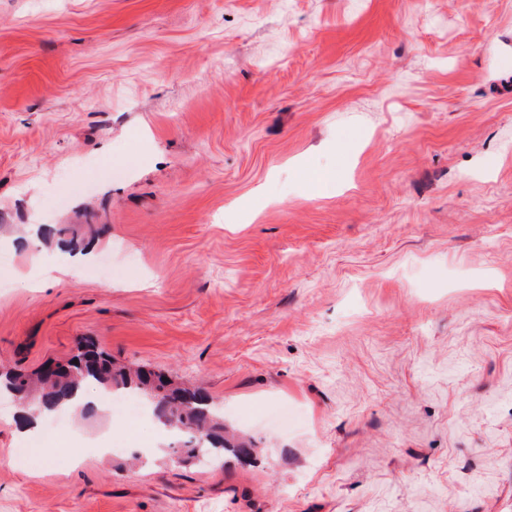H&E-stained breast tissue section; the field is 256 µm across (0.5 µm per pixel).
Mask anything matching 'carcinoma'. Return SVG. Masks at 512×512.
<instances>
[{"instance_id": "cac0c4a2", "label": "carcinoma", "mask_w": 512, "mask_h": 512, "mask_svg": "<svg viewBox=\"0 0 512 512\" xmlns=\"http://www.w3.org/2000/svg\"><path fill=\"white\" fill-rule=\"evenodd\" d=\"M143 367L115 364L112 356L93 342H84L77 353L56 363L54 376L5 368L0 371V392L26 405L34 399L46 411L68 409L82 386L93 381L112 391H127L153 403L162 424L186 448V459L202 455L211 461L224 455V416L202 389L190 387Z\"/></svg>"}]
</instances>
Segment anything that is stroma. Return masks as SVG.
I'll return each mask as SVG.
<instances>
[{
    "mask_svg": "<svg viewBox=\"0 0 512 512\" xmlns=\"http://www.w3.org/2000/svg\"><path fill=\"white\" fill-rule=\"evenodd\" d=\"M85 340L260 454L0 413V512H512V0H0V362Z\"/></svg>",
    "mask_w": 512,
    "mask_h": 512,
    "instance_id": "stroma-1",
    "label": "stroma"
}]
</instances>
